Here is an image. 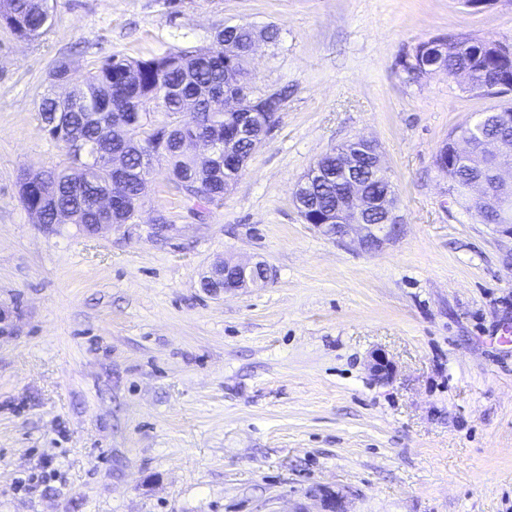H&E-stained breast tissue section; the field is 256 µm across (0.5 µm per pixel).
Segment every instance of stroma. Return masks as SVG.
Instances as JSON below:
<instances>
[{"label":"stroma","instance_id":"obj_1","mask_svg":"<svg viewBox=\"0 0 512 512\" xmlns=\"http://www.w3.org/2000/svg\"><path fill=\"white\" fill-rule=\"evenodd\" d=\"M50 2L38 40L0 28V512H318L324 490L347 512H512V237L452 203L434 164L497 100L397 64L448 33L512 44V0ZM235 23L279 29L249 78L287 97L223 200L195 214L161 162L135 223L39 224L18 180L66 159L38 112L55 62L84 75ZM356 137L402 218L368 248L292 197ZM229 258L266 283L205 291Z\"/></svg>","mask_w":512,"mask_h":512}]
</instances>
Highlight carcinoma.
I'll return each mask as SVG.
<instances>
[{
    "mask_svg": "<svg viewBox=\"0 0 512 512\" xmlns=\"http://www.w3.org/2000/svg\"><path fill=\"white\" fill-rule=\"evenodd\" d=\"M53 21L49 0H0V25L15 37L34 41L47 33ZM235 35H215L212 47L200 52L171 50L161 55L129 61L117 54L102 59L94 71L75 76L68 60L58 61L52 69V88L41 97L39 117L50 140L63 147L68 162L61 168L27 172L19 178V197L28 211L52 218L55 211L68 212L66 224L102 223L96 209L97 198L112 195V167L102 159L119 151L133 171L127 182L125 211L114 220L133 221L143 204L134 171L151 147L154 132L149 106L164 109L177 124V131L201 128L204 136L224 139V128L233 124L221 103L224 91L237 86L245 71L240 53L247 42L250 27L237 26ZM492 42L477 38H458L453 50L438 61L443 71L473 69L475 79L494 88L512 77V59L492 54ZM65 84L70 90L63 96L54 87ZM143 112L145 119L131 126L123 138L112 133V114ZM169 171L177 176L174 185L188 199L201 202L206 192H223L224 178H236L240 172L224 168V163L208 164L204 159L170 147L161 155ZM323 165L329 174L317 186L307 184L302 195L313 198L315 219H337L336 202L342 194L337 182L336 157L328 155ZM489 171L480 149L448 163V195L461 207H467V181Z\"/></svg>",
    "mask_w": 512,
    "mask_h": 512,
    "instance_id": "obj_1",
    "label": "carcinoma"
}]
</instances>
